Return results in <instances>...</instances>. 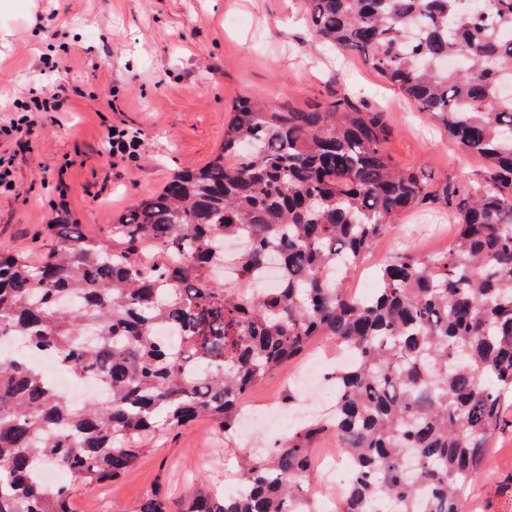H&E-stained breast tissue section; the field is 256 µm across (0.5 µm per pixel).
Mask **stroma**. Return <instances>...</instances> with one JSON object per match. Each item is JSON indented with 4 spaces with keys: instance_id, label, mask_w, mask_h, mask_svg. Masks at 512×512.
<instances>
[{
    "instance_id": "stroma-1",
    "label": "stroma",
    "mask_w": 512,
    "mask_h": 512,
    "mask_svg": "<svg viewBox=\"0 0 512 512\" xmlns=\"http://www.w3.org/2000/svg\"><path fill=\"white\" fill-rule=\"evenodd\" d=\"M46 56L57 69L44 68ZM60 81L72 89L63 110L35 113L23 146L0 143L14 182L0 193V249L32 261L51 245L41 229L54 210L97 233L174 173L211 160L242 97L301 109L345 99L388 114L386 148L399 165L460 181L481 170L358 57L315 41L306 0H0V103ZM114 127L140 131L136 157L109 155ZM392 231L398 250L430 253L446 248L454 226L423 208ZM325 349L317 341L247 395L246 404H275L283 418L244 436L206 418L147 436L135 467L77 492L71 512H97L103 500L131 512L148 495L174 499L192 485L231 490L243 455L269 450L298 424L299 372ZM469 502L475 512H512V429L495 438Z\"/></svg>"
}]
</instances>
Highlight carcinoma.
<instances>
[{
	"label": "carcinoma",
	"mask_w": 512,
	"mask_h": 512,
	"mask_svg": "<svg viewBox=\"0 0 512 512\" xmlns=\"http://www.w3.org/2000/svg\"><path fill=\"white\" fill-rule=\"evenodd\" d=\"M317 40L363 64L435 120L483 171L472 182L399 167L382 112L241 98L221 151L181 171L99 234L59 210L37 262L0 251V341L51 352L104 400L72 407L48 378L0 360V512H70L80 490L136 465L140 439L198 417L237 428L247 394L325 336L336 408L242 466L239 490L181 512H314L308 449L336 437L353 471L346 512H465L512 402V0H307ZM435 208L459 233L443 252L378 262L359 299L347 271L399 213ZM242 274L278 259L264 293L211 278L224 240ZM163 261L148 269L142 256ZM63 469L69 484L40 472ZM135 512H171L147 497Z\"/></svg>",
	"instance_id": "obj_1"
}]
</instances>
